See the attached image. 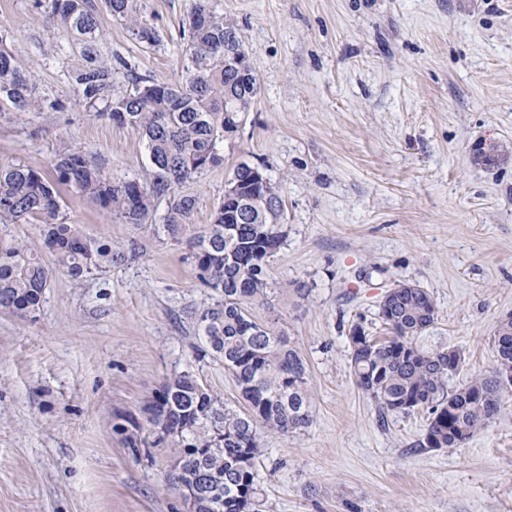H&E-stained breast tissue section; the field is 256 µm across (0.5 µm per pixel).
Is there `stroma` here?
I'll return each instance as SVG.
<instances>
[{
  "label": "stroma",
  "mask_w": 512,
  "mask_h": 512,
  "mask_svg": "<svg viewBox=\"0 0 512 512\" xmlns=\"http://www.w3.org/2000/svg\"><path fill=\"white\" fill-rule=\"evenodd\" d=\"M116 84L174 82L194 0H144L160 40H132L94 0ZM236 22L257 75L255 104L220 166L182 193L190 232L208 224L242 161L279 186L287 236L269 259L275 321L305 359L309 427L266 433L260 512H512L508 416L460 448H418L428 415L379 423L350 368L353 325L382 335L379 304L424 288L437 317L416 337L464 358L452 386L496 365L512 315V0H211ZM0 42L65 102L54 121L0 116V166L51 168L65 148L114 179L151 182L133 130L97 116L72 74L83 48L37 0H0ZM62 213L95 237L137 240L143 257L81 281L55 271L39 311L0 309V512H184L174 451L112 426L183 370L241 402L222 361L197 358L194 312L210 293L183 245H163L74 190Z\"/></svg>",
  "instance_id": "obj_1"
}]
</instances>
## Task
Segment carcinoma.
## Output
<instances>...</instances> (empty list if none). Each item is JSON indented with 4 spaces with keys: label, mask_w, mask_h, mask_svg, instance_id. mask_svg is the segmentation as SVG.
I'll return each mask as SVG.
<instances>
[{
    "label": "carcinoma",
    "mask_w": 512,
    "mask_h": 512,
    "mask_svg": "<svg viewBox=\"0 0 512 512\" xmlns=\"http://www.w3.org/2000/svg\"><path fill=\"white\" fill-rule=\"evenodd\" d=\"M106 4L135 40L149 45L159 41L141 0H106ZM45 8L83 45L85 63L73 73L80 99L108 120L117 112L125 113L119 125L143 137L153 180L140 190L127 181H114L75 149L60 151L48 172L20 164L0 166V224L41 220V245L25 238L0 244V309L21 316L37 312L54 271L42 259L44 250L78 280L143 256L135 240L90 237L80 225L66 222L61 215L62 185L90 197L120 221L147 230L159 243H186L199 283L212 292L211 302L197 313L198 332L206 342L204 355L224 361L245 408L227 406L186 370L167 379L142 405L140 416L151 425L166 420L153 431L156 445H169L178 454L184 448L209 449L202 462L188 459L174 483L197 474L203 464L223 480L221 512H252L259 494L255 461L262 452V431L296 434L309 426L312 417L305 360L283 332L256 321L253 313L268 305L267 261L283 242V224L268 223L252 210L246 223L226 224L221 203L211 222L186 239L184 231L196 208L191 195L173 197L163 223H147L159 199L222 163L219 144L224 141L227 90H234L238 112L245 114L254 104L256 92L238 88L235 67L224 63V28L236 35L239 31L209 0H195L184 26L188 39L178 79L156 83L136 78L120 90L113 79L112 60L99 52L105 33L93 0H48ZM3 104L18 120L49 119L66 109L64 102L41 96L35 72L4 48L0 50ZM433 307L426 290L403 289L396 311L380 306L388 336H366L358 347H350V367L380 417L428 411L420 447L459 448L473 433L504 417L500 377L512 375V318L500 322L494 334L492 373L451 389L448 380L454 372L448 370V357L439 351L423 352L414 343L434 324L436 315L428 314ZM138 417L129 414L124 417L127 425H115L130 448L140 441Z\"/></svg>",
    "instance_id": "obj_1"
}]
</instances>
